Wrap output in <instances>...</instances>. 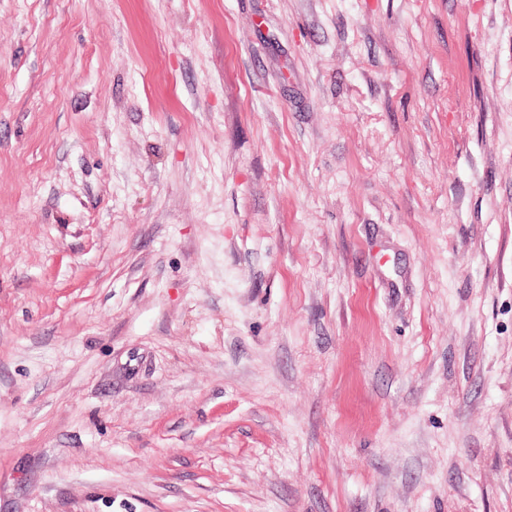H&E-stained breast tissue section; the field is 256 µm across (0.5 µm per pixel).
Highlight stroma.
I'll return each instance as SVG.
<instances>
[{"label":"stroma","mask_w":512,"mask_h":512,"mask_svg":"<svg viewBox=\"0 0 512 512\" xmlns=\"http://www.w3.org/2000/svg\"><path fill=\"white\" fill-rule=\"evenodd\" d=\"M0 512H512V0H0Z\"/></svg>","instance_id":"obj_1"}]
</instances>
